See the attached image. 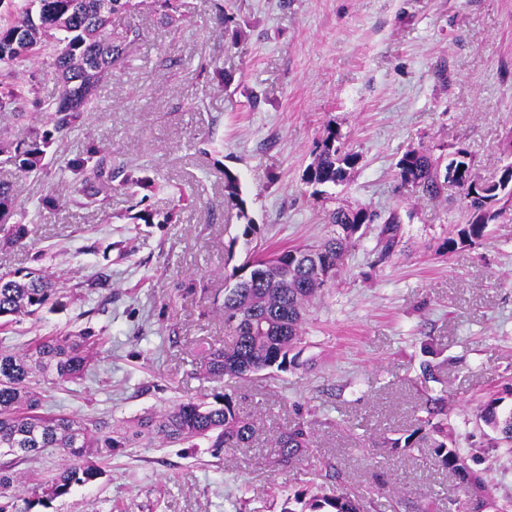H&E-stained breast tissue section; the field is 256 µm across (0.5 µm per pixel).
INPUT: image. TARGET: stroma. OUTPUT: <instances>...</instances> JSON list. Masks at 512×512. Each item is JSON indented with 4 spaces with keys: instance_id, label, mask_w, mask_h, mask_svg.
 <instances>
[{
    "instance_id": "1",
    "label": "stroma",
    "mask_w": 512,
    "mask_h": 512,
    "mask_svg": "<svg viewBox=\"0 0 512 512\" xmlns=\"http://www.w3.org/2000/svg\"><path fill=\"white\" fill-rule=\"evenodd\" d=\"M137 2L112 20L129 39L124 61L45 180L99 146L155 180L144 205L157 223L129 219L122 189L103 211L38 208L42 182L0 165L28 228L24 245L0 251V271L46 269L73 296L14 325L12 345L83 329L105 341L96 376L51 389L46 411L92 414L108 430L223 391L201 363L229 340L220 306L246 257L245 223L270 253L317 243L334 209L394 210L405 244L383 254L378 225L366 228L310 311L298 367L237 385L259 428L251 447L219 459L203 446L129 448L46 512H281L333 470L367 512H391L398 496L408 512H448L454 477L427 446L393 447L438 395L469 466L497 503L512 501V450L479 423L487 393L512 407V213L448 254L444 239L470 218L461 190L423 200L395 175L407 150L462 146L478 177L497 178L512 151V0H188L175 27ZM330 129L360 159L343 183L308 184ZM228 170L243 208L225 200ZM300 418L314 447L282 465L270 442Z\"/></svg>"
}]
</instances>
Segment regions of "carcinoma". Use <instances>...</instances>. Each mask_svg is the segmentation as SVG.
Segmentation results:
<instances>
[{
	"label": "carcinoma",
	"instance_id": "1",
	"mask_svg": "<svg viewBox=\"0 0 512 512\" xmlns=\"http://www.w3.org/2000/svg\"><path fill=\"white\" fill-rule=\"evenodd\" d=\"M135 0H0V114L28 120V134L13 138L0 130V157L24 177H40L47 170L49 150L64 143L93 111V92L124 56L125 44L112 37V17L132 10ZM162 22L176 26L185 17L181 6L163 0ZM49 56L58 82L57 95L40 100L37 90L17 76L16 67ZM336 131L328 130L306 181L312 185L339 184L359 155L338 144ZM448 157L427 150H410L396 163V177L410 185L419 197L440 198L448 185ZM73 175L71 190L62 194L51 185L40 198L44 208L62 204L103 206L119 181L131 197L154 182L141 169L112 166V155L91 145L66 162ZM468 223L442 243L453 253L475 244L486 229L512 206V187L497 192L459 184ZM225 199L245 214L240 181L224 172ZM17 186L0 181V246L22 244L27 227L16 216ZM379 215L364 208H337L329 216L336 227L330 235L308 247L286 248L268 255L249 253L247 261L229 275L224 288V324L232 339L207 353L203 370L213 377L247 380L276 369L286 371L295 363L291 353L301 343L310 307L336 278L354 244L356 234L375 223ZM401 224L390 214L378 233V244L389 254L401 242ZM69 296L58 288L54 275L43 269L26 273L0 272V512H34V508L68 495L75 486L93 483L106 474L112 455L126 448L184 445L196 448L204 442L213 457L228 448L252 443L255 425L240 414L231 393H217L212 400H181L146 413L131 422L98 431L96 421L76 415L42 411L46 385L76 383L92 372L100 354L101 338L84 331L76 335L37 336L25 351L5 344L9 328L34 316L46 305L62 307ZM501 398L492 395L483 405L479 420L494 433L497 444L512 447V410H499ZM427 416L405 438L404 447L429 445L435 462L448 470L464 490L462 509L493 507L486 484L467 466L454 446L452 428L443 399L426 401ZM312 444L311 428L296 422L284 428L274 441L284 464L303 460ZM51 452L61 463L50 475L17 496L10 490L22 484L17 470ZM281 512H364L363 496L339 486L308 488L285 501Z\"/></svg>",
	"mask_w": 512,
	"mask_h": 512
}]
</instances>
